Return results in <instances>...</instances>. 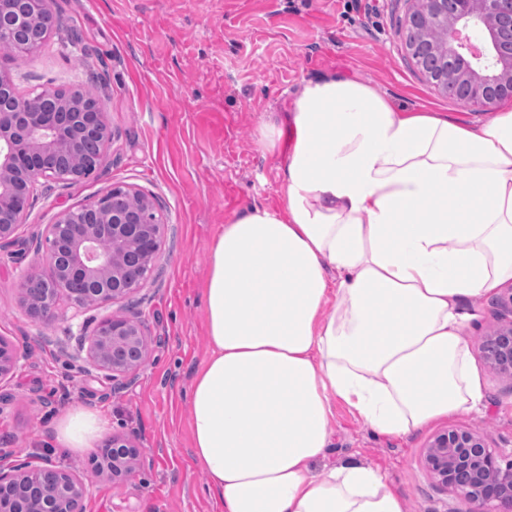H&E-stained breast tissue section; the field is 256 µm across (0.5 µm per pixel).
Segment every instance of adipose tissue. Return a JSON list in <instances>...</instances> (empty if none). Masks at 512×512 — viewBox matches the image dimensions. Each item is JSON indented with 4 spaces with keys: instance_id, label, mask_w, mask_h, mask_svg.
Here are the masks:
<instances>
[{
    "instance_id": "adipose-tissue-1",
    "label": "adipose tissue",
    "mask_w": 512,
    "mask_h": 512,
    "mask_svg": "<svg viewBox=\"0 0 512 512\" xmlns=\"http://www.w3.org/2000/svg\"><path fill=\"white\" fill-rule=\"evenodd\" d=\"M259 132L285 158V205L233 217L212 246L195 460L220 512H405L371 467L315 471L330 400L395 437L478 409L464 329L512 280V103L463 123L335 73ZM105 429L76 406L55 439L86 453Z\"/></svg>"
}]
</instances>
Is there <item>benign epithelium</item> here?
<instances>
[{
	"instance_id": "benign-epithelium-1",
	"label": "benign epithelium",
	"mask_w": 512,
	"mask_h": 512,
	"mask_svg": "<svg viewBox=\"0 0 512 512\" xmlns=\"http://www.w3.org/2000/svg\"><path fill=\"white\" fill-rule=\"evenodd\" d=\"M405 30L417 29L421 37L406 42L412 57L425 66L429 82L438 90L460 94L470 104L490 109L512 98V0H413ZM45 0H14L12 20L34 25ZM52 105L15 99L16 111L0 114V243L14 242L20 220L31 208L41 181L67 182L50 170L47 159L56 154L79 158L83 135L96 132L100 149L109 140L103 112H82L77 99L61 98L53 88L44 92ZM132 209L111 208L98 201L80 207L89 214L85 224L71 223L73 209L61 211L48 225L46 247L39 265L19 284L30 316L48 321L55 303L42 302L27 292L37 280L53 281L56 294H67L79 304L114 302L129 289L123 278L126 246H139L138 259L149 273L159 257L165 221L145 194L114 186ZM112 229V247L101 245V229ZM83 279L80 295L69 293L68 280ZM146 337L140 326L122 317L104 320L88 338V360L106 377L135 374L143 364ZM491 366L512 372V320L499 326L484 343ZM19 355L0 337V381L10 375ZM102 447L112 456L109 476L126 478L139 464L141 449L129 436H112ZM424 464L434 479L451 489L467 505L466 512H512V458L491 449L477 432L451 428L435 436L424 451ZM42 470L58 475L55 484L24 499L17 506L0 502V512H76L89 494L76 471L55 465L51 459L31 468L26 464L0 463V490L25 487Z\"/></svg>"
}]
</instances>
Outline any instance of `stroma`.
<instances>
[{
  "label": "stroma",
  "mask_w": 512,
  "mask_h": 512,
  "mask_svg": "<svg viewBox=\"0 0 512 512\" xmlns=\"http://www.w3.org/2000/svg\"><path fill=\"white\" fill-rule=\"evenodd\" d=\"M50 2L58 23L40 51L10 64L11 81L23 95L49 86L91 92L109 141L97 172L39 193L16 242L0 247V336L21 354L0 381V457L37 467L48 456L76 468L90 487L84 512H215L193 454L188 390L208 353L202 288L215 237L237 214L284 203L285 159L259 150L260 121L290 111L305 81L331 73L376 85L406 111L466 122L487 114L430 85L402 36L408 0ZM118 185L149 196L166 222L152 270L119 301L82 306L64 297L50 321H35L18 284L36 268L46 226ZM511 301L506 285L480 299L466 329L485 396L479 413L399 439L333 399L330 445L316 470L356 461L385 476L406 512H462L423 453L441 431L467 427L512 454V377L483 353L486 336L512 319ZM111 316L141 323L148 336L141 368L115 381L86 362L88 336ZM77 405L99 411L108 433L136 435L143 453L130 477L96 472L91 454L55 444V421Z\"/></svg>",
  "instance_id": "stroma-1"
}]
</instances>
